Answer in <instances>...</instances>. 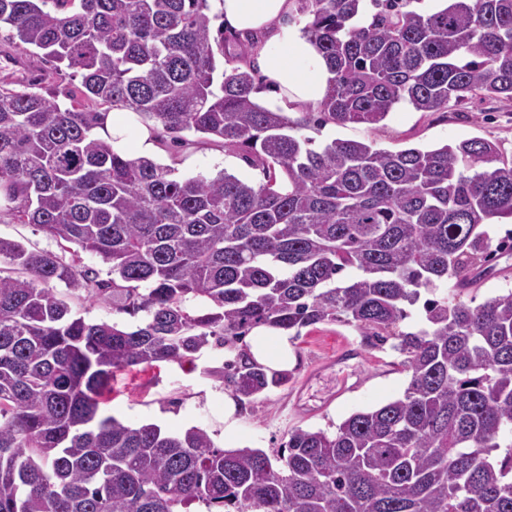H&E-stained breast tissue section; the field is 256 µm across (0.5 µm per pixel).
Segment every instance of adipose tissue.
Masks as SVG:
<instances>
[{
	"mask_svg": "<svg viewBox=\"0 0 512 512\" xmlns=\"http://www.w3.org/2000/svg\"><path fill=\"white\" fill-rule=\"evenodd\" d=\"M210 7L226 26L256 38L252 60L262 75L253 92L257 103L284 112L323 99L331 73L302 28L289 23L291 0H210ZM248 344L250 357L270 370L282 372L294 364L292 341L284 331L256 327Z\"/></svg>",
	"mask_w": 512,
	"mask_h": 512,
	"instance_id": "adipose-tissue-1",
	"label": "adipose tissue"
}]
</instances>
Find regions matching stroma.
Here are the masks:
<instances>
[{
  "instance_id": "35a3bbf8",
  "label": "stroma",
  "mask_w": 512,
  "mask_h": 512,
  "mask_svg": "<svg viewBox=\"0 0 512 512\" xmlns=\"http://www.w3.org/2000/svg\"><path fill=\"white\" fill-rule=\"evenodd\" d=\"M303 136L313 147L338 138L368 143L397 151L409 147L423 149L481 137L495 142L505 158L512 159V105L486 99L449 105L435 114L415 111L400 104L377 125L327 124L322 129L307 127ZM172 166L175 177H210L224 170L240 179L262 182L263 176L239 156L225 152L219 144H198L190 148L165 147L157 156ZM512 221L490 225L492 240L500 241L502 253L493 263L485 281L469 291H458L445 284L440 294L449 299L484 301L512 291V239H505ZM296 364L287 385L259 397L240 409L241 444L274 452L294 428L335 431L354 412L381 406L402 396L409 377L396 365L398 356L390 348H369L361 343L354 327L341 323L319 324L302 329L294 337ZM359 352L331 369H321L323 360L335 355L341 344ZM224 364L223 349L204 350L195 364L168 362L147 371L121 370L112 380L101 412L123 423H155L170 432L198 427L216 445L224 443V393L226 384L207 376L210 368ZM357 390H350V383Z\"/></svg>"
}]
</instances>
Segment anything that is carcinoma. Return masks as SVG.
Listing matches in <instances>:
<instances>
[{
	"label": "carcinoma",
	"mask_w": 512,
	"mask_h": 512,
	"mask_svg": "<svg viewBox=\"0 0 512 512\" xmlns=\"http://www.w3.org/2000/svg\"><path fill=\"white\" fill-rule=\"evenodd\" d=\"M419 2L293 0L333 74L317 113L294 121L252 100L246 45L213 30L208 0H0L9 40L82 86L66 106L0 85V199L76 247L66 263L0 238V512H512V291L421 300L494 261L486 226L512 218V160L482 138L315 150L298 135L310 121L376 125L400 103H512V0ZM90 104L128 107L176 145L219 142L263 181L175 179L129 159L93 134L106 113ZM77 291L145 318L88 322ZM420 301L422 325L399 330ZM336 321L371 347L394 339L410 378L333 432L296 427L270 455L99 414L118 370L192 364L258 326L298 336ZM210 374L242 405L290 381L240 353Z\"/></svg>",
	"instance_id": "1"
}]
</instances>
